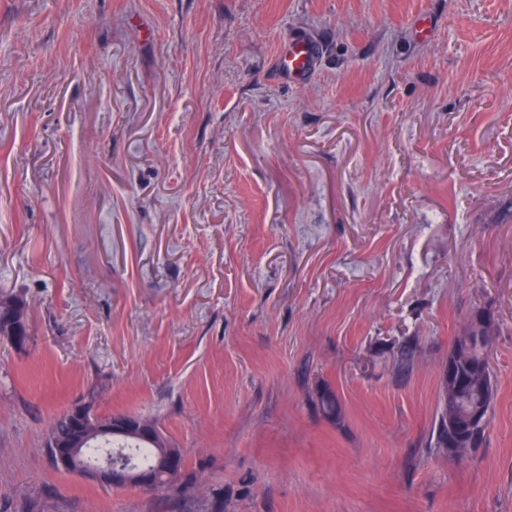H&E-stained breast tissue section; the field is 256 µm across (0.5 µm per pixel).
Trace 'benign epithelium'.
I'll use <instances>...</instances> for the list:
<instances>
[{"instance_id":"benign-epithelium-1","label":"benign epithelium","mask_w":512,"mask_h":512,"mask_svg":"<svg viewBox=\"0 0 512 512\" xmlns=\"http://www.w3.org/2000/svg\"><path fill=\"white\" fill-rule=\"evenodd\" d=\"M0 306L12 310L15 319L23 320L28 316L29 304L22 295L0 294ZM72 426L71 437L65 444L50 443V455L53 462L67 470H78V448L82 447L89 437L95 435L101 439L112 436H132L142 441L161 444L163 437L156 427L148 425L144 419L135 413L114 415L110 418L99 417L93 412L91 403L81 402L70 407L65 413ZM182 462V454L175 448H166L165 453L157 459L159 471L172 477L176 466ZM98 483L111 489H122L128 486H138L147 490L158 489L156 481L145 480L139 470L123 462L107 459L101 464L83 470Z\"/></svg>"}]
</instances>
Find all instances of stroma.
<instances>
[{
	"label": "stroma",
	"mask_w": 512,
	"mask_h": 512,
	"mask_svg": "<svg viewBox=\"0 0 512 512\" xmlns=\"http://www.w3.org/2000/svg\"><path fill=\"white\" fill-rule=\"evenodd\" d=\"M0 292V512H512V0H0ZM483 308L459 459L440 381ZM80 401L188 482L56 468ZM316 53L317 49L312 43L292 41L285 46L281 55V64L288 70V74L301 78L310 72ZM487 316L491 319L490 325L481 329L466 326L463 334H469V336H460L452 352V358L455 361H462L464 353L470 349L471 336H481L479 339L475 338L473 340L470 362L475 367H486L488 374L479 382L463 389L458 395L460 396L458 406H455L458 419L454 422V426L448 424V409L450 406H448V401L442 397V385L445 397L447 396L449 399L453 395L451 384L453 366L450 363H448V371L443 378V384L441 383V400L436 426L435 448H446L448 450V440L458 439L460 446L455 448H465V453L457 457L466 456L473 452L475 448L481 446L495 403L496 384L489 362V351L490 336H493L495 333L497 324L493 316L491 317L488 313ZM473 411L479 412V419L476 422L468 419L469 414ZM475 415L476 412H473L471 419ZM318 405L322 414L332 421L342 417V406L336 393L328 386H323L318 392ZM72 426L71 437L65 444H55L56 441H63L69 437V425L64 416H57L48 431L51 438L49 444L50 455L53 462L67 471H77L78 448L92 435L101 439L112 438V436H132L148 443L160 445L161 442L167 447L165 453L157 459V467L160 472L168 477H173L176 466L182 462V454L179 449L170 448L164 441L156 427L155 420L146 418L152 425H146L144 419L135 413L108 416L111 418L99 417L93 412L91 403L81 402L70 407L65 413ZM156 427H154V426ZM83 473L111 489H122L128 486H138L147 490L158 489L156 481L144 480L138 468L119 461L112 462V457L92 468L84 469Z\"/></svg>",
	"instance_id": "35a3bbf8"
}]
</instances>
